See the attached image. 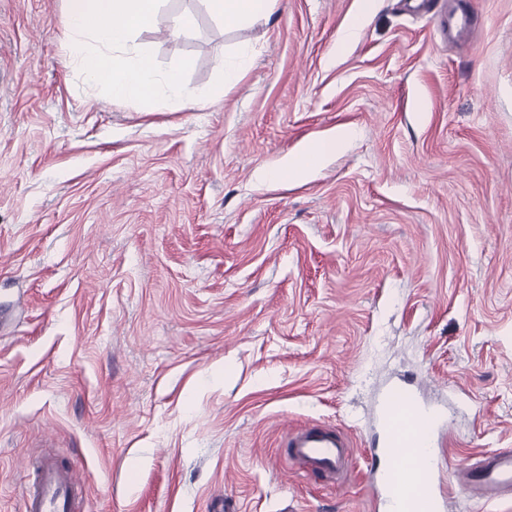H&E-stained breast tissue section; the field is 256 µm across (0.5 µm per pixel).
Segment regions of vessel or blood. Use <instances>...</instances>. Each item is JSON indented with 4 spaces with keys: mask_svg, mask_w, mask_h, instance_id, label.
Instances as JSON below:
<instances>
[{
    "mask_svg": "<svg viewBox=\"0 0 512 512\" xmlns=\"http://www.w3.org/2000/svg\"><path fill=\"white\" fill-rule=\"evenodd\" d=\"M378 421L381 455L386 464L368 480L383 512L399 503L398 512H450L458 492L484 502L512 500V450L470 455L453 473L449 484L433 483L447 458L442 435L444 410L421 403L412 390L394 386L385 393ZM282 445L290 462L305 466L315 477L346 483L354 469L352 441L325 423L310 420L289 427ZM85 486L76 468L47 457L35 467L24 512H72Z\"/></svg>",
    "mask_w": 512,
    "mask_h": 512,
    "instance_id": "1",
    "label": "vessel or blood"
}]
</instances>
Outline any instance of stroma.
<instances>
[{
  "instance_id": "1",
  "label": "stroma",
  "mask_w": 512,
  "mask_h": 512,
  "mask_svg": "<svg viewBox=\"0 0 512 512\" xmlns=\"http://www.w3.org/2000/svg\"><path fill=\"white\" fill-rule=\"evenodd\" d=\"M412 2L227 27L162 0L135 42L188 90L249 61L174 112L83 82L64 0H0V512L47 449L78 512H376L393 383L446 408L450 464L512 448V0ZM343 127L300 183L259 179ZM284 419L347 431L349 482L289 462Z\"/></svg>"
}]
</instances>
